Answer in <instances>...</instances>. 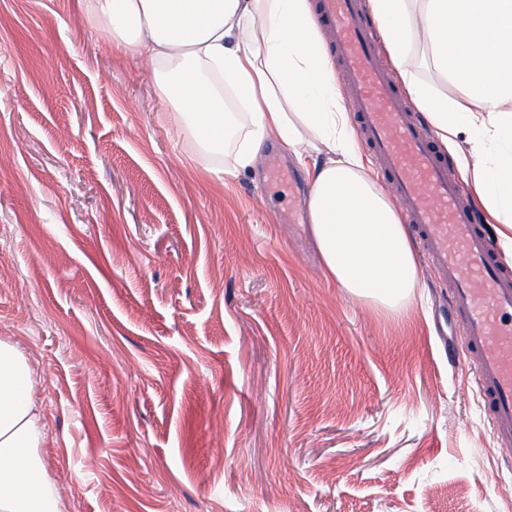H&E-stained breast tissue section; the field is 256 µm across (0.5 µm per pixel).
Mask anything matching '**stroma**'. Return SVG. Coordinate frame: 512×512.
<instances>
[{"instance_id": "stroma-1", "label": "stroma", "mask_w": 512, "mask_h": 512, "mask_svg": "<svg viewBox=\"0 0 512 512\" xmlns=\"http://www.w3.org/2000/svg\"><path fill=\"white\" fill-rule=\"evenodd\" d=\"M262 156L202 158L77 0H0V339L64 512H512L447 283L349 296Z\"/></svg>"}]
</instances>
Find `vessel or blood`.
<instances>
[{
  "label": "vessel or blood",
  "mask_w": 512,
  "mask_h": 512,
  "mask_svg": "<svg viewBox=\"0 0 512 512\" xmlns=\"http://www.w3.org/2000/svg\"><path fill=\"white\" fill-rule=\"evenodd\" d=\"M318 19L351 92L357 128L447 283L474 383L501 448L512 447V275L499 265L459 184L421 133L391 75L361 0H318Z\"/></svg>",
  "instance_id": "vessel-or-blood-1"
}]
</instances>
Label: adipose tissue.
I'll return each mask as SVG.
<instances>
[{"mask_svg": "<svg viewBox=\"0 0 512 512\" xmlns=\"http://www.w3.org/2000/svg\"><path fill=\"white\" fill-rule=\"evenodd\" d=\"M90 28L146 58L160 96L209 155L255 169L279 142L310 165L308 213L325 274L400 313L419 281L398 208L371 179L312 0H82ZM400 79L512 243V0H368ZM435 82L421 80L418 68ZM212 72L246 116L230 135ZM465 148H458V141ZM26 358L0 340V512H61L38 454L42 408Z\"/></svg>", "mask_w": 512, "mask_h": 512, "instance_id": "1", "label": "adipose tissue"}]
</instances>
